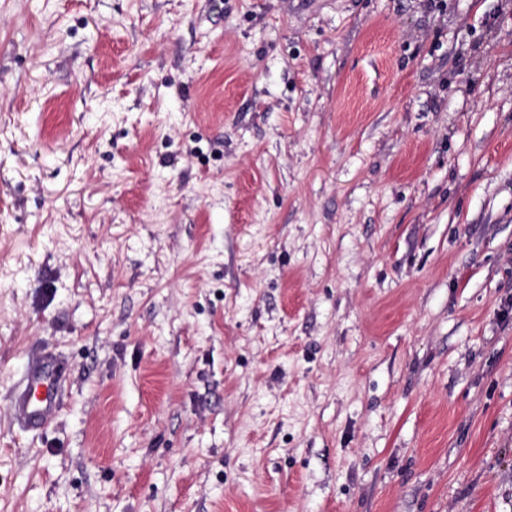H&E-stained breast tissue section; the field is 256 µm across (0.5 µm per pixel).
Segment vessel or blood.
<instances>
[{"mask_svg":"<svg viewBox=\"0 0 512 512\" xmlns=\"http://www.w3.org/2000/svg\"><path fill=\"white\" fill-rule=\"evenodd\" d=\"M65 371L58 357L45 354L28 365L12 395L10 416L23 429L47 428L57 416Z\"/></svg>","mask_w":512,"mask_h":512,"instance_id":"1","label":"vessel or blood"}]
</instances>
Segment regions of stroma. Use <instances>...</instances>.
I'll list each match as a JSON object with an SVG mask.
<instances>
[{
  "label": "stroma",
  "instance_id": "35a3bbf8",
  "mask_svg": "<svg viewBox=\"0 0 512 512\" xmlns=\"http://www.w3.org/2000/svg\"><path fill=\"white\" fill-rule=\"evenodd\" d=\"M0 512H512V0H0ZM65 371L58 357L42 355L28 365L12 395L10 416L23 429L40 431L57 416Z\"/></svg>",
  "mask_w": 512,
  "mask_h": 512
}]
</instances>
